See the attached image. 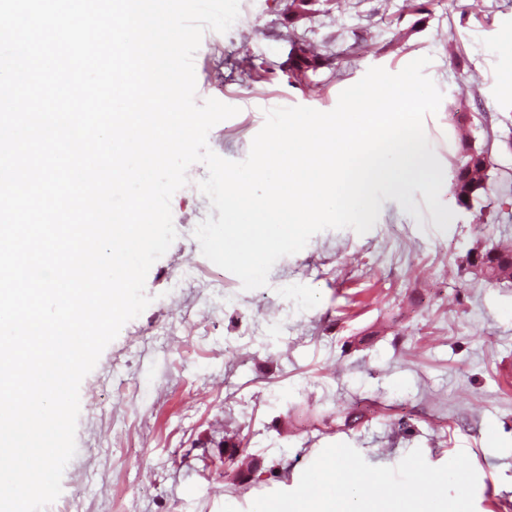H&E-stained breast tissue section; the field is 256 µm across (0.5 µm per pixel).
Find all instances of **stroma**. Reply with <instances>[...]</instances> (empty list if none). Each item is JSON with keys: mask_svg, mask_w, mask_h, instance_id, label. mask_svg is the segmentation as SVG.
I'll list each match as a JSON object with an SVG mask.
<instances>
[{"mask_svg": "<svg viewBox=\"0 0 512 512\" xmlns=\"http://www.w3.org/2000/svg\"><path fill=\"white\" fill-rule=\"evenodd\" d=\"M512 0H240L224 33L205 31L196 99L237 115L208 145L245 159L267 110L335 108L373 66L400 72L427 56L442 92L423 128L445 180L462 138L484 149L488 192L439 231L393 199L366 234H315L243 290L193 236L211 213L197 184L171 198L177 238L150 268L151 304L127 322L80 385L74 458L59 506L69 512H250L290 491L324 447L346 443L377 466L413 449L444 465L466 452L475 512H512V280L486 281L462 260L512 243ZM325 63L285 71L293 43ZM197 276L184 278L186 269Z\"/></svg>", "mask_w": 512, "mask_h": 512, "instance_id": "obj_1", "label": "stroma"}]
</instances>
